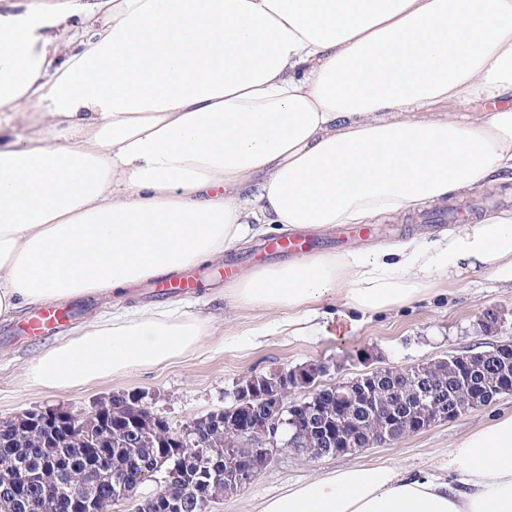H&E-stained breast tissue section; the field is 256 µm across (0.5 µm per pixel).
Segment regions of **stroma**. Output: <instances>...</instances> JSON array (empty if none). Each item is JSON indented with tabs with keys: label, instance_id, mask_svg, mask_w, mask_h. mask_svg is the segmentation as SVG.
I'll list each match as a JSON object with an SVG mask.
<instances>
[{
	"label": "stroma",
	"instance_id": "stroma-1",
	"mask_svg": "<svg viewBox=\"0 0 512 512\" xmlns=\"http://www.w3.org/2000/svg\"><path fill=\"white\" fill-rule=\"evenodd\" d=\"M421 211L395 214L369 226L366 238L326 236L323 252L337 247L391 245L418 236L440 233L437 225L423 223ZM268 237L225 251L223 259L198 267L193 288L175 296L186 311L212 319L209 336L194 350L155 368L110 376L75 390H51L27 382V369L35 359L61 340V333L45 338L25 335L24 322L30 309L13 319L0 321V419L31 409L62 405L90 412L114 393L143 398L154 413L178 430L208 413L228 408L235 389L249 376L270 374L310 363L322 364L327 373L321 384L346 382L377 369H398L426 363L451 352L512 341V283L487 273H468L439 292L419 297L412 304L367 317L345 338L324 336H264L252 346L240 345L243 335L275 319L272 311L236 308L218 277L225 261L248 258L250 267L275 262L267 250ZM489 310L500 322L491 335H483L479 320ZM512 416V393L458 418L437 423L392 444L353 453L308 459L286 450L274 452L273 460L237 493L210 502L206 512H258L262 501L288 486L326 472L356 464L392 465L407 475L441 474L448 461V448L471 432L505 416Z\"/></svg>",
	"mask_w": 512,
	"mask_h": 512
}]
</instances>
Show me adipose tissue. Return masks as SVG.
Here are the masks:
<instances>
[{
	"instance_id": "ef3b65f1",
	"label": "adipose tissue",
	"mask_w": 512,
	"mask_h": 512,
	"mask_svg": "<svg viewBox=\"0 0 512 512\" xmlns=\"http://www.w3.org/2000/svg\"><path fill=\"white\" fill-rule=\"evenodd\" d=\"M512 0H0V320L120 295L291 227L364 224L512 173ZM468 271L512 282V210L390 247L273 263L229 288L304 331L341 327ZM166 305L86 321L30 367L75 389L197 347ZM437 475L353 465L260 512H512V416ZM511 105L512 96L503 95L494 99L478 98L466 102L450 103L448 106H444L443 110L449 112H489L511 107Z\"/></svg>"
}]
</instances>
